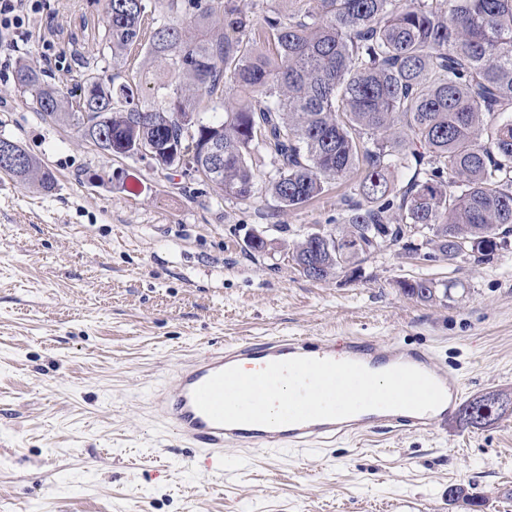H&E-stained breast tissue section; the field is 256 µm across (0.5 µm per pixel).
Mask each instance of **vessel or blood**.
Listing matches in <instances>:
<instances>
[{
    "instance_id": "b4317fda",
    "label": "vessel or blood",
    "mask_w": 512,
    "mask_h": 512,
    "mask_svg": "<svg viewBox=\"0 0 512 512\" xmlns=\"http://www.w3.org/2000/svg\"><path fill=\"white\" fill-rule=\"evenodd\" d=\"M353 361L373 372L409 366L431 376L446 398L435 410H368L337 420H315L301 424L269 427L256 424L223 426L214 423L194 403V390L211 376L237 366L256 372L275 361L292 358ZM464 383L453 370L439 366L427 349H405L373 337H347L344 344L329 338L303 336L245 338L181 362L170 387L153 396L150 407L168 428L170 438L197 448L206 469L221 472L224 452L232 448L255 451L302 450L386 427L400 431L426 432L456 413Z\"/></svg>"
}]
</instances>
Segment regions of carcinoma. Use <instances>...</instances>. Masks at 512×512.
Masks as SVG:
<instances>
[{
    "label": "carcinoma",
    "instance_id": "obj_1",
    "mask_svg": "<svg viewBox=\"0 0 512 512\" xmlns=\"http://www.w3.org/2000/svg\"><path fill=\"white\" fill-rule=\"evenodd\" d=\"M298 0L287 17H265L263 29L237 0H109L106 60L124 65L136 50L164 63L176 83L140 100L138 86L101 75L84 60L79 100L25 62L15 83L44 118L77 128L109 153L133 157L152 144L166 157L204 170L203 145L224 147V170L207 182L224 197L253 196L252 154L277 166L267 192L285 209L322 195L329 184L360 172L359 198L346 200L342 226L320 240L307 235L292 260L305 277L325 280L391 241L426 259L482 262L512 235V0ZM197 6L190 24L186 5ZM152 21L145 32L146 20ZM272 55L250 53L253 35ZM230 86L231 95L224 94ZM18 166L0 170L41 192L53 173L21 150ZM413 171L392 193L393 171ZM412 236L421 242H406ZM424 301L436 297L427 280L404 284ZM485 427L501 407L477 403L458 411ZM448 501L473 507L462 486Z\"/></svg>",
    "mask_w": 512,
    "mask_h": 512
}]
</instances>
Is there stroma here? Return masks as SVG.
<instances>
[{
    "label": "stroma",
    "mask_w": 512,
    "mask_h": 512,
    "mask_svg": "<svg viewBox=\"0 0 512 512\" xmlns=\"http://www.w3.org/2000/svg\"><path fill=\"white\" fill-rule=\"evenodd\" d=\"M107 0H42L17 46L0 43V136L55 175L50 193L0 172V512H512V413L472 428L380 429L306 451L224 453L195 465L149 401L180 360L243 336H373L430 349L464 400L512 396V244L490 260L410 258L387 244L322 281L289 257L341 226L357 178L294 209L196 174L111 156L43 119L15 87L24 58L79 95L77 59L101 56ZM263 233L272 250L248 246ZM432 281L435 299L402 285Z\"/></svg>",
    "instance_id": "obj_1"
}]
</instances>
